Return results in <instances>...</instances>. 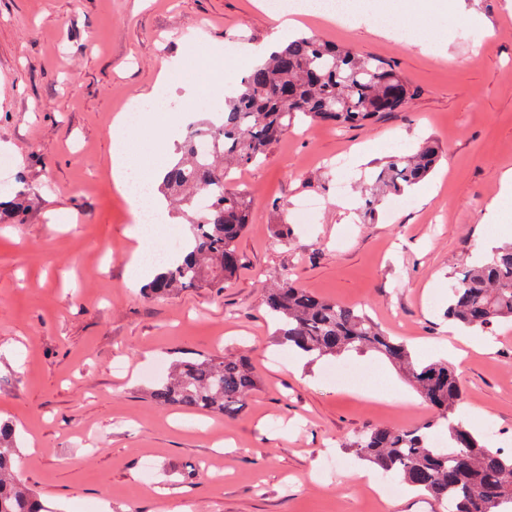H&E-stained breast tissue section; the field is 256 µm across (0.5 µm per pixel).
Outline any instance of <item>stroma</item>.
Returning a JSON list of instances; mask_svg holds the SVG:
<instances>
[{
  "instance_id": "obj_1",
  "label": "stroma",
  "mask_w": 512,
  "mask_h": 512,
  "mask_svg": "<svg viewBox=\"0 0 512 512\" xmlns=\"http://www.w3.org/2000/svg\"><path fill=\"white\" fill-rule=\"evenodd\" d=\"M275 25L253 0H0V155L38 200L0 224V419L16 427L20 479L59 512H443L355 478L364 430L433 412L374 354L299 360L264 306L285 278L362 309L419 361L453 362L468 427L494 426L512 453V321L471 332L462 358L444 344L449 276L512 242V0H358L353 19H303L304 34L390 62L416 97L364 127L295 124L232 172L251 223L223 291L147 299L148 277L131 280L114 116L154 100L164 61L191 59V44L243 51L272 44ZM427 140L442 151L429 178L403 206L368 209L362 186ZM221 353L248 356L259 381L238 416L150 398L176 361ZM342 367L355 376L339 384Z\"/></svg>"
}]
</instances>
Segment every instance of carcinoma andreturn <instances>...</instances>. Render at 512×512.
Wrapping results in <instances>:
<instances>
[{
    "label": "carcinoma",
    "instance_id": "1",
    "mask_svg": "<svg viewBox=\"0 0 512 512\" xmlns=\"http://www.w3.org/2000/svg\"><path fill=\"white\" fill-rule=\"evenodd\" d=\"M413 86L388 61L341 49L303 34L251 67L224 103L221 121L184 137L180 157L157 184V193L191 212L183 256L161 265L147 294L163 298L183 288H220L243 265L237 242L250 224L245 190L226 185L234 166L255 164L298 119L359 127L405 108ZM211 149L198 153L195 137ZM432 143L411 155L390 157L366 194L401 193L433 170ZM25 202L0 200V223L23 221ZM267 311L288 347L309 357L346 350L371 351L404 368L421 398L437 414L446 444L432 443L426 427H372L350 444L384 477L394 478L447 504V512H512V455L479 440L450 418L462 397L448 362L423 364L407 344L382 331L364 312L337 304L285 280L266 291ZM447 317L466 328L488 329L512 320V244L464 267L448 285ZM258 385L248 361L232 355L181 362L150 392L158 405L234 416ZM15 429L0 421V512H55L16 476Z\"/></svg>",
    "mask_w": 512,
    "mask_h": 512
}]
</instances>
